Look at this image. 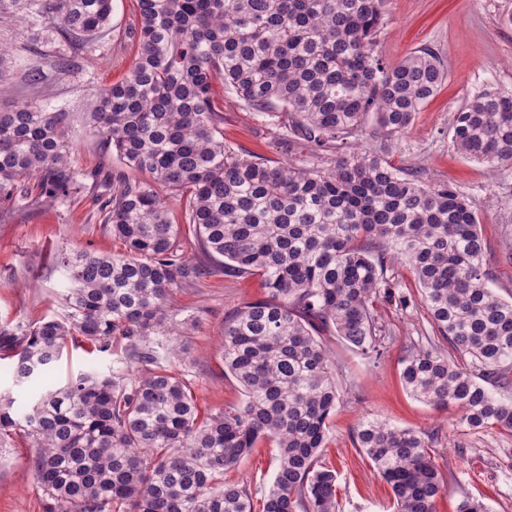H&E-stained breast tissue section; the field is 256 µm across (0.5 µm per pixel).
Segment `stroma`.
<instances>
[{
	"label": "stroma",
	"instance_id": "obj_1",
	"mask_svg": "<svg viewBox=\"0 0 512 512\" xmlns=\"http://www.w3.org/2000/svg\"><path fill=\"white\" fill-rule=\"evenodd\" d=\"M110 30L83 54L68 72L54 62L66 54L64 42L27 13L0 25V81L5 94L0 105L38 102L69 112L67 138L70 161L84 170L109 177L124 168L92 137L85 124L89 95L122 79L136 54L133 27L135 0H112ZM428 47L444 65L448 77L442 89L418 112L399 151L396 166L421 172L428 181H448L471 199L488 244L490 286L504 299L512 297V167L489 172L482 164L457 154L450 143L452 116L478 90H512V0H387L385 24L377 35L382 58L395 63ZM38 71L37 83L24 78ZM224 142L235 150L257 154L272 163L295 159L275 121L250 112L235 95L224 96ZM102 186H91L65 203L37 202L25 208L0 206V320L27 325L44 316L67 311L64 271L55 258L83 249L109 254L120 243L99 222L97 197ZM410 299L407 308L378 304L390 348L372 364L346 345L329 338L336 359V382L343 399L330 419L323 461L339 473L337 512H388L391 489L354 445L360 422L377 419L425 433L447 482L437 512H455L467 496L482 500L489 512H512V434L495 428L473 430L460 423L456 408H435L403 388L401 358L407 344L435 336L436 329L420 301L419 285L409 267L394 262L388 269ZM256 275L228 276L214 270L179 291L174 303L183 323L179 335L157 347L160 365L188 380L200 406L240 403L242 392L224 373L221 336L224 320L247 301L262 298ZM119 365L117 355L88 352L68 344L52 370L55 383L71 373L93 367L103 372ZM276 469V450L262 442L229 477L250 489L261 503ZM0 512H43L42 493L31 467V451L23 445L0 447Z\"/></svg>",
	"mask_w": 512,
	"mask_h": 512
}]
</instances>
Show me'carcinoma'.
I'll list each match as a JSON object with an SVG mask.
<instances>
[{
	"label": "carcinoma",
	"instance_id": "carcinoma-1",
	"mask_svg": "<svg viewBox=\"0 0 512 512\" xmlns=\"http://www.w3.org/2000/svg\"><path fill=\"white\" fill-rule=\"evenodd\" d=\"M68 45L85 51L112 22V0H26ZM137 53L127 75L96 89L87 125L126 167L99 211L123 244L61 257L62 317L0 323V361L13 384L42 385L20 411L0 395V445L33 449L44 512H254L251 492L224 474L261 439L278 448L262 512H336V470L322 462L340 395L333 336L368 361L387 349L377 304L407 305L388 263L405 260L439 335L451 347L410 345L407 392L454 406L471 429L512 433V300L492 272L469 197L394 166L417 112L447 77L423 48L397 63L376 50L385 0H136ZM221 83L253 112L277 119L321 163L272 165L224 144ZM373 128L367 129V117ZM68 113L31 102L0 108V203L65 201L96 174L70 165ZM454 150L491 169L512 166V91L485 89L454 113ZM182 206L171 223L160 194ZM226 273L261 277L266 296L226 320L224 372L239 405L203 411L154 344L174 336L177 291L203 265L184 236ZM123 352V370L50 374L68 342ZM355 444L390 486L393 512H436L447 489L429 437L378 420Z\"/></svg>",
	"mask_w": 512,
	"mask_h": 512
}]
</instances>
